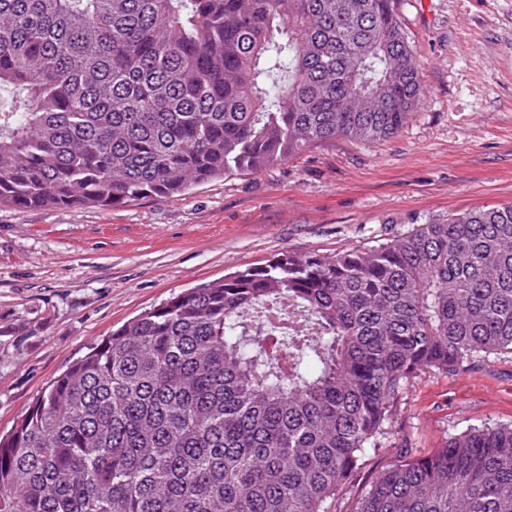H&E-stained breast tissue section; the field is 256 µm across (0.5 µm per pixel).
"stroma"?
<instances>
[{
	"label": "stroma",
	"instance_id": "1",
	"mask_svg": "<svg viewBox=\"0 0 512 512\" xmlns=\"http://www.w3.org/2000/svg\"><path fill=\"white\" fill-rule=\"evenodd\" d=\"M421 65L412 120L380 142L339 138L284 165L129 207H0V430L88 347L187 288L263 263L369 247L410 217L512 203V0H392ZM512 423V356L420 373L392 433L336 512L375 475L474 427Z\"/></svg>",
	"mask_w": 512,
	"mask_h": 512
}]
</instances>
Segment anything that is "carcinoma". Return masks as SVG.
Segmentation results:
<instances>
[{
  "label": "carcinoma",
  "instance_id": "obj_1",
  "mask_svg": "<svg viewBox=\"0 0 512 512\" xmlns=\"http://www.w3.org/2000/svg\"><path fill=\"white\" fill-rule=\"evenodd\" d=\"M391 0H0V207H125L399 133ZM281 253L144 311L0 434V512H335L423 371L512 355V204ZM354 512H512V425Z\"/></svg>",
  "mask_w": 512,
  "mask_h": 512
}]
</instances>
